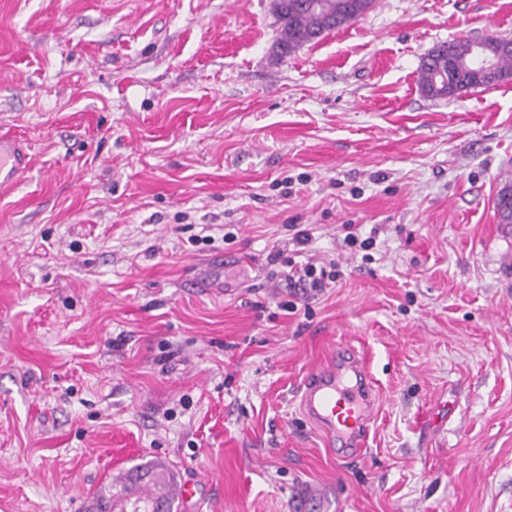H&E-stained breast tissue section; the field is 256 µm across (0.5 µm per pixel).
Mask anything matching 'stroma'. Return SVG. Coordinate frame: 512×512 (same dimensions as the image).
I'll list each match as a JSON object with an SVG mask.
<instances>
[{"mask_svg": "<svg viewBox=\"0 0 512 512\" xmlns=\"http://www.w3.org/2000/svg\"><path fill=\"white\" fill-rule=\"evenodd\" d=\"M277 31L273 0H0V512L147 461L195 482L173 512H512V81L419 86L512 0H377L283 60ZM298 226L322 291L270 260ZM340 340L380 397L349 463L296 399ZM26 169V157L19 142L11 136L1 135L0 189L19 185ZM318 261L308 260L304 264H298L294 261H285L283 264L288 268L287 272H282L281 276L288 284L303 283L310 288L321 290L326 288L327 281L334 283L340 276L337 270L336 262L328 263L329 271L326 265L317 266ZM330 494V489L303 486L291 495L289 511L305 512L315 501H325Z\"/></svg>", "mask_w": 512, "mask_h": 512, "instance_id": "stroma-1", "label": "stroma"}]
</instances>
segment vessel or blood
<instances>
[{"label":"vessel or blood","instance_id":"vessel-or-blood-1","mask_svg":"<svg viewBox=\"0 0 512 512\" xmlns=\"http://www.w3.org/2000/svg\"><path fill=\"white\" fill-rule=\"evenodd\" d=\"M26 169L19 142L1 135L0 189L19 185ZM297 397L301 414L324 434L327 442H341L351 458L366 448L376 398L363 352L347 343L334 344L327 361L304 377ZM329 495L325 488L301 487L290 497L289 512H307L314 502Z\"/></svg>","mask_w":512,"mask_h":512}]
</instances>
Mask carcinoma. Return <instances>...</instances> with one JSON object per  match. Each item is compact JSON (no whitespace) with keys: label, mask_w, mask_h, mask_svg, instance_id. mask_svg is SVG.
<instances>
[{"label":"carcinoma","mask_w":512,"mask_h":512,"mask_svg":"<svg viewBox=\"0 0 512 512\" xmlns=\"http://www.w3.org/2000/svg\"><path fill=\"white\" fill-rule=\"evenodd\" d=\"M374 0H274L279 24L276 54L284 59L294 55L322 35L363 17ZM483 46L495 60V69L486 71L471 63L474 45ZM512 77V40L487 37L443 43L430 51L420 66V87L430 98L460 96L480 86L497 84ZM173 484L168 472L150 466L136 467L112 480V494L97 497L99 512H112V500L122 498L129 509L165 504L173 509L174 498L167 494Z\"/></svg>","instance_id":"1"}]
</instances>
